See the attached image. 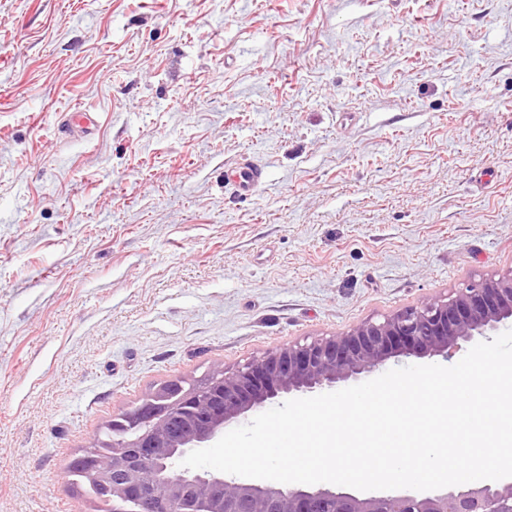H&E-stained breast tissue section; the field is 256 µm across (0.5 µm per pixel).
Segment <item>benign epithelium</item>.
<instances>
[{
	"label": "benign epithelium",
	"instance_id": "7a95c632",
	"mask_svg": "<svg viewBox=\"0 0 512 512\" xmlns=\"http://www.w3.org/2000/svg\"><path fill=\"white\" fill-rule=\"evenodd\" d=\"M506 328L512 329V269L340 335L295 340L201 383H166L112 422L108 439L83 450V482L112 503V512H512V477L373 494L178 466L279 398L341 390L393 358L447 359Z\"/></svg>",
	"mask_w": 512,
	"mask_h": 512
}]
</instances>
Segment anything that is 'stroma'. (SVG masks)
Returning a JSON list of instances; mask_svg holds the SVG:
<instances>
[{
	"label": "stroma",
	"mask_w": 512,
	"mask_h": 512,
	"mask_svg": "<svg viewBox=\"0 0 512 512\" xmlns=\"http://www.w3.org/2000/svg\"><path fill=\"white\" fill-rule=\"evenodd\" d=\"M510 269L512 0H0V512H102L70 468L165 382ZM96 126V112H90L83 108H75L62 115L58 124V131L64 133L77 130L84 135H88ZM263 178V168L252 161H245L224 175L226 184L240 196L250 195L261 184Z\"/></svg>",
	"instance_id": "stroma-1"
}]
</instances>
